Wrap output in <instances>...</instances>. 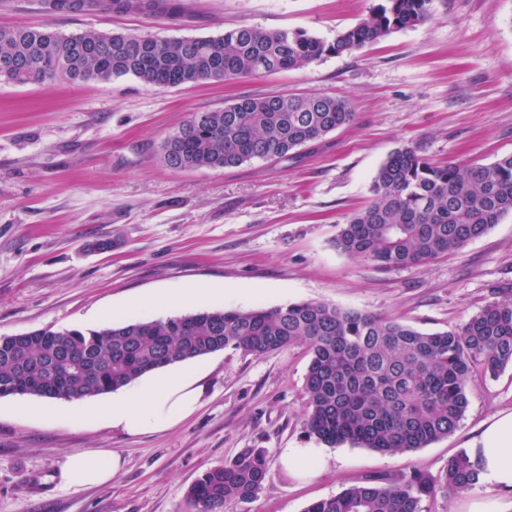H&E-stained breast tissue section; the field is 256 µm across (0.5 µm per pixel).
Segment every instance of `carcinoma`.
<instances>
[{"mask_svg": "<svg viewBox=\"0 0 512 512\" xmlns=\"http://www.w3.org/2000/svg\"><path fill=\"white\" fill-rule=\"evenodd\" d=\"M433 0H384L370 17L325 42L302 31L241 26L208 38H140L47 28H0V80L25 85L132 75L162 88L223 82L300 69L325 56L374 44L425 22ZM72 13L101 7L154 13L158 0H48ZM342 97H241L187 119L162 144L172 168L229 169L276 161L352 123ZM367 206L341 225L340 251L384 269L426 265L464 247L512 214V154L488 165L431 163L413 146L379 167ZM306 348L307 433L332 447L396 455L451 433L468 405L467 384L512 365V295L463 324L423 333L399 321L322 302L254 310L200 309L101 329H40L0 336V397L83 400L110 392L178 361L232 349L262 356ZM265 450L246 448L206 471L188 489L196 512H224L258 496L269 477ZM478 482L465 452L437 476L413 472L381 485L358 482L305 512H422L421 502Z\"/></svg>", "mask_w": 512, "mask_h": 512, "instance_id": "obj_1", "label": "carcinoma"}]
</instances>
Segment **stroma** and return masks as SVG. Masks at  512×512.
<instances>
[{
    "label": "stroma",
    "instance_id": "obj_1",
    "mask_svg": "<svg viewBox=\"0 0 512 512\" xmlns=\"http://www.w3.org/2000/svg\"><path fill=\"white\" fill-rule=\"evenodd\" d=\"M177 12L47 13L0 0V27L142 38L213 37L249 26L332 41L381 0H176ZM288 93L347 98L353 123L278 162L181 170L164 138L191 115L235 99ZM435 162L490 164L512 154V0H434L430 20L303 69L164 89L125 75L48 84L0 82V336L99 329L135 319L132 303L185 285L233 289L228 309L325 302L419 331L465 322L512 291V215L424 266L383 269L335 246L399 147ZM109 239L112 251L89 243ZM111 312L104 320L102 312ZM310 356L231 349L200 357V408L176 427L129 436L97 421L33 414L36 396L0 397V512H194L192 483L245 448L267 450L270 475L227 512H305L356 482L439 474L484 428L512 413V366L475 377L448 437L400 455L341 444L313 478H292L287 448H316L303 424ZM113 451L111 483L63 488L73 452ZM512 512V491L479 485L423 499V512Z\"/></svg>",
    "mask_w": 512,
    "mask_h": 512
}]
</instances>
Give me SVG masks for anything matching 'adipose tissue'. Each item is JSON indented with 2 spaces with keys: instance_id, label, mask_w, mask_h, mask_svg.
Returning a JSON list of instances; mask_svg holds the SVG:
<instances>
[{
  "instance_id": "1",
  "label": "adipose tissue",
  "mask_w": 512,
  "mask_h": 512,
  "mask_svg": "<svg viewBox=\"0 0 512 512\" xmlns=\"http://www.w3.org/2000/svg\"><path fill=\"white\" fill-rule=\"evenodd\" d=\"M223 295L220 288H183L173 294L159 292L138 300L133 308L140 316L154 319L170 306H194ZM199 374V367L192 362L168 366L119 389L117 396L104 403L88 405L76 401L64 409L45 406L39 413L48 420L61 416L98 420L129 435L162 431L189 418L200 407L204 389ZM468 454L479 468L481 483L493 489L512 490V414L485 429ZM122 467L118 453L77 452L66 456L59 477L64 487L81 489L111 482Z\"/></svg>"
}]
</instances>
